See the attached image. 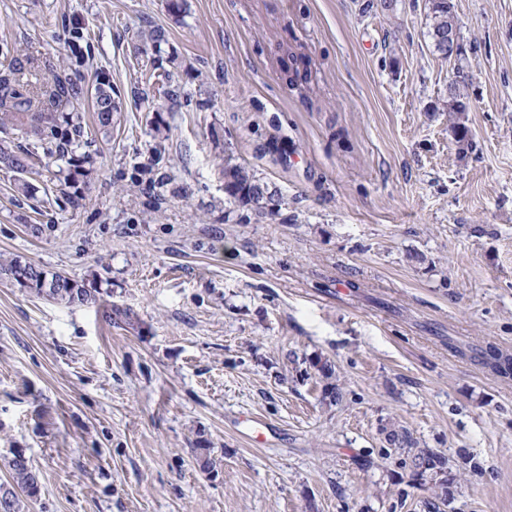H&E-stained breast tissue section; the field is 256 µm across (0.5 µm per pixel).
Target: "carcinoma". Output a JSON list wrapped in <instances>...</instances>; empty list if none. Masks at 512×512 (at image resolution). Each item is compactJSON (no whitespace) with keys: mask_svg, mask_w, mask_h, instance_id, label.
I'll use <instances>...</instances> for the list:
<instances>
[{"mask_svg":"<svg viewBox=\"0 0 512 512\" xmlns=\"http://www.w3.org/2000/svg\"><path fill=\"white\" fill-rule=\"evenodd\" d=\"M427 18L430 21L429 35L434 49L447 52L448 30L456 28L451 0H429ZM33 68L32 61L21 54L11 57L8 64L0 67V132L8 129L36 138V147L44 149L48 159H59L73 153L84 138L81 120H60L63 110L78 111L82 102L89 100L96 115L98 127L103 131L112 128V114L118 105L112 96L110 83L99 80L95 87L87 88L74 83L65 74H56L51 85L42 90L24 80ZM467 105V96L460 92L458 84L448 89V111L456 117L452 126L458 141L464 148L471 146L470 130L461 122ZM35 147L9 146L0 142V165L18 176L21 186L29 188L26 177L35 172ZM224 192L230 201L242 206L261 208L267 192L255 179L253 173L238 164L224 166ZM7 275L19 288L33 292L38 297L65 304H95L97 296L85 284L66 275H48L40 267L19 258H6L0 262V274ZM23 453H13L8 461L12 487L0 484V499L8 503L5 512H19L15 489L34 496L38 492L39 478L32 465L24 462ZM415 465L439 472L447 469L448 460L439 453L420 454L414 458Z\"/></svg>","mask_w":512,"mask_h":512,"instance_id":"1","label":"carcinoma"}]
</instances>
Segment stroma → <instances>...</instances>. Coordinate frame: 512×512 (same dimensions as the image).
<instances>
[{
    "label": "stroma",
    "mask_w": 512,
    "mask_h": 512,
    "mask_svg": "<svg viewBox=\"0 0 512 512\" xmlns=\"http://www.w3.org/2000/svg\"><path fill=\"white\" fill-rule=\"evenodd\" d=\"M452 4L455 62L424 0H0V64L105 76L121 107L106 135L81 106L75 181L0 168V255L98 296L0 276V483L17 450L40 475L20 512H512L488 355L512 356V0ZM228 163L265 208L229 203ZM467 96L460 92V87L457 83H452L448 89V111L452 112V114L456 117V122L452 126L456 136H460L457 138V142H464V147L461 151L468 149L471 146V138H470V130L465 125L464 122H461L462 115L467 112L464 109L465 105H468ZM7 275L19 288L34 292L38 297L65 304H96L95 289L86 288L85 284L70 277L55 273L48 274L40 267L18 257L5 258L0 262V274ZM19 276L26 279L25 283Z\"/></svg>",
    "instance_id": "1"
}]
</instances>
